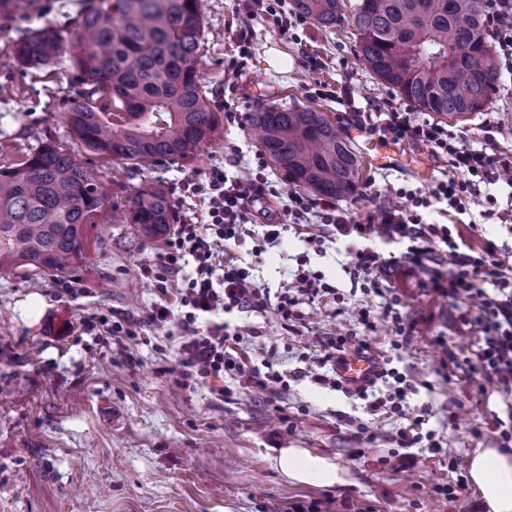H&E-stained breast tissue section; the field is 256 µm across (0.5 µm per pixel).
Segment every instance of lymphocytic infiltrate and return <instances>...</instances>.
I'll return each mask as SVG.
<instances>
[{"label": "lymphocytic infiltrate", "mask_w": 512, "mask_h": 512, "mask_svg": "<svg viewBox=\"0 0 512 512\" xmlns=\"http://www.w3.org/2000/svg\"><path fill=\"white\" fill-rule=\"evenodd\" d=\"M351 123L359 130L377 138L380 143L398 144L415 141L427 144L433 153L446 159L450 175L432 188L429 196L400 190L406 206L378 209L360 217H352L333 199H314L300 191L287 195L286 213L295 231L307 246L322 244L329 231L343 237L365 239L362 247H353L352 271L362 277L370 292L383 295L385 287L379 278L384 257L373 239L386 243L405 244V259L419 264L437 246L448 253L447 278L433 277L431 286L441 295L457 303L477 300V314L461 313L463 326L480 334L474 362L469 372L494 380L499 389L512 393V269L497 257V246L486 242L481 251H462L452 230L446 224L424 220L421 211L432 201H445L456 211H465L468 204L484 198L486 216H494L496 198L482 195V185L496 184L501 177L512 174V149H499L495 137H486L484 145L473 148L460 143L443 125L418 118L392 105L377 109L353 108ZM263 156H256L252 168L243 174L227 177L213 172L207 182L191 183L192 193L207 202V220L200 224L178 225L168 242V251L158 275L159 284H166L171 273L180 271L185 257H192L195 268L186 278L175 301L157 305L151 319L157 325L174 323L178 331L181 377L186 387L199 384L215 386L220 396L230 394V382L246 387L264 385L273 379L312 378L318 384H331L343 390L338 375L348 357L367 358L374 365L372 377L353 389V396L365 400L370 414L399 418L395 441L401 449L397 454L398 471L412 468L417 460L413 449L426 445L432 454L442 453L434 431L428 430V408L411 413L407 402L420 381L392 365L391 357L373 349L364 335H357L346 326L334 333L313 337L316 352L307 366L294 369L291 376L261 371L250 356L236 353L245 338L256 337L255 328L227 321L233 312H263L274 309L290 328L305 326L307 308L326 303L333 295L332 287L308 270L298 271L291 287L278 296L258 287L249 268L239 264L234 254L241 239L252 236L246 226L245 212L250 203L276 195L277 189L266 173Z\"/></svg>", "instance_id": "lymphocytic-infiltrate-1"}]
</instances>
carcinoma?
Masks as SVG:
<instances>
[{
	"mask_svg": "<svg viewBox=\"0 0 512 512\" xmlns=\"http://www.w3.org/2000/svg\"><path fill=\"white\" fill-rule=\"evenodd\" d=\"M75 32L26 30L14 43L22 68L72 63L65 117L84 149L120 163L187 161L223 132L198 80L204 38L199 0H79ZM487 0H359L351 23L358 58L381 82L450 120L484 112L497 75L489 62ZM322 28L344 20L340 0H292ZM254 136L286 180L343 198L358 187L360 157L341 127L311 108L262 107ZM107 206L101 175L49 138L14 167L0 168V270L69 274L90 226ZM124 220L153 238L175 222L159 180L124 204Z\"/></svg>",
	"mask_w": 512,
	"mask_h": 512,
	"instance_id": "carcinoma-1",
	"label": "carcinoma"
}]
</instances>
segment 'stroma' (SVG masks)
<instances>
[{
  "instance_id": "35a3bbf8",
  "label": "stroma",
  "mask_w": 512,
  "mask_h": 512,
  "mask_svg": "<svg viewBox=\"0 0 512 512\" xmlns=\"http://www.w3.org/2000/svg\"><path fill=\"white\" fill-rule=\"evenodd\" d=\"M202 5L206 38L199 74L209 98L229 104L240 120L188 163L134 167L77 150V160L101 174L109 204H124L141 180L160 178L178 222L200 216L203 199L186 193V183L206 181L217 169L232 176L247 168L261 151L250 135L252 116L265 105L308 106L343 127L361 157L360 182L371 187L368 196L341 200L352 212L403 205L399 188L426 191L448 175L445 160L423 143L399 145L402 165L375 162L372 139L351 125L346 104L310 95V86L322 82L349 88L362 108L389 102L414 111L358 61L353 27L324 31L309 20L291 41L272 17L247 14L245 0ZM77 11V0H34L25 21L0 17V167L19 162L44 136L70 143L60 106L70 95L69 59L25 71L15 62L13 44L21 26L61 28L73 23ZM244 26L252 34L251 53L228 86L224 64L236 55L232 36ZM274 54L288 57V69L269 65ZM492 60L498 74L493 104L446 126L477 146L486 125H493L499 148L512 149V57L496 54ZM234 145L239 153H231ZM481 211L473 204L454 215L458 234L475 250L487 239L503 245L501 259L512 266V223L482 219ZM380 249L387 259L381 277L389 284L382 298L350 275L341 243L329 238L314 251L284 226L252 269L256 283L280 291L303 267L335 288L334 307L313 310L303 334L286 330L270 311L241 313L235 320L260 331L246 342L251 353L273 370L289 372L312 355V336L355 326L361 307L377 311L382 301L395 304L414 324L398 352L399 366L426 382L407 401L414 409L429 407L428 426L454 452L455 467L423 452L412 469L394 471L397 419L370 415L364 401L308 379L285 391L274 382L237 388L221 401L206 385L182 387L178 341L150 320L161 295L146 269L162 263L166 241L144 236L137 225L113 223L107 211L69 276L0 271V512H287L295 502H315L328 512L336 500L364 512H470L481 499L474 483L452 500L436 488L467 475L475 449L500 447L494 418L512 404V394L456 365L472 355L478 338L464 330L451 300L424 286L432 269L447 267V255L434 252L416 267L403 258V245ZM103 316L121 322L125 334L107 333L98 323ZM91 320L96 328H88ZM360 422L376 433L373 444L356 438ZM281 448L330 459L346 473V483L288 482L273 462Z\"/></svg>"
}]
</instances>
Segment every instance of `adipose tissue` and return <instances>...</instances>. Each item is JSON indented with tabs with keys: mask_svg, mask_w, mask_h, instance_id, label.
Wrapping results in <instances>:
<instances>
[{
	"mask_svg": "<svg viewBox=\"0 0 512 512\" xmlns=\"http://www.w3.org/2000/svg\"><path fill=\"white\" fill-rule=\"evenodd\" d=\"M275 463L293 482L332 487L345 481L335 463L302 448L280 449ZM468 472L490 512H512L511 455L495 448L483 449L471 457Z\"/></svg>",
	"mask_w": 512,
	"mask_h": 512,
	"instance_id": "1",
	"label": "adipose tissue"
}]
</instances>
